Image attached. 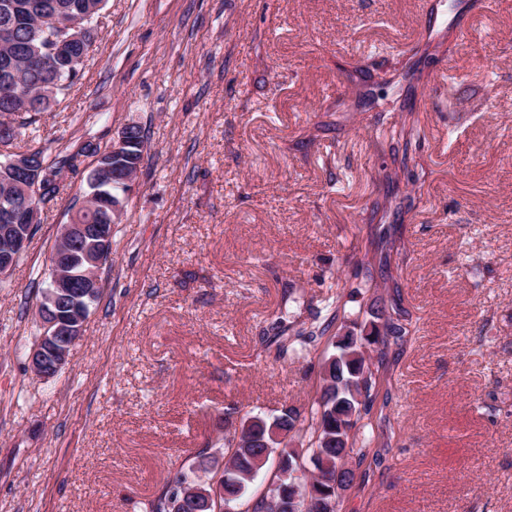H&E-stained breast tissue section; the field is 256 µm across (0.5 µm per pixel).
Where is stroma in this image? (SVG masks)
<instances>
[{
  "label": "stroma",
  "instance_id": "obj_1",
  "mask_svg": "<svg viewBox=\"0 0 512 512\" xmlns=\"http://www.w3.org/2000/svg\"><path fill=\"white\" fill-rule=\"evenodd\" d=\"M107 0L80 79L0 160L46 148L64 166L0 278V512H135L198 452L223 459L224 411L308 410L336 333L378 307L418 328L383 357L339 512H512V6L480 0ZM427 28L446 51L405 79L376 69ZM463 76L435 94L439 72ZM354 69L341 83V69ZM425 95L409 166L387 187L375 122ZM398 108L378 113L364 94ZM148 141L100 295L70 360L29 367L62 224L127 124ZM404 242L406 259L383 239ZM340 284L333 335L295 358L261 345Z\"/></svg>",
  "mask_w": 512,
  "mask_h": 512
}]
</instances>
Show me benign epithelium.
I'll use <instances>...</instances> for the list:
<instances>
[{"instance_id":"1","label":"benign epithelium","mask_w":512,"mask_h":512,"mask_svg":"<svg viewBox=\"0 0 512 512\" xmlns=\"http://www.w3.org/2000/svg\"><path fill=\"white\" fill-rule=\"evenodd\" d=\"M97 8H91L75 16L52 18V27L39 25L32 28L30 37L38 41L53 43L46 57L33 56L30 62L51 71L53 81L47 83L50 89L59 84V77L67 70L75 68L83 57L74 52L76 41H86L92 37V21ZM21 95L14 70L4 67L0 71V101L13 103ZM136 125L125 126L112 140V157L122 155L133 142ZM7 167L11 169L13 179L9 187L12 192L7 201V223L0 226V236L4 245L0 247V276L6 274L15 265L17 258L27 243L33 224L38 219V207L33 190L40 181L39 171L35 170L30 155L19 154L7 158ZM95 170L103 177L122 179L129 188L136 185L132 173L121 167H111L96 159ZM121 210L112 206L110 224H64L58 241L61 245L54 248L50 259L49 278L51 287L39 305V317L45 334L29 354L32 371L44 378L55 377L68 363L70 347L81 335L87 320L88 307L94 296L100 291L98 270L112 248V225L118 223ZM380 339L379 325H368L361 333L350 329L338 336L336 342L349 348L367 352ZM357 413L350 416L336 415L335 433L327 440L336 443L338 448H348V437L356 428ZM270 441L264 442L267 450L276 456V471L270 485L271 496L281 500L284 512H300L315 508L316 512H336L342 492L352 483L354 472L348 466H336L335 480L325 479L312 485L305 481L308 474L302 462L301 451L288 442V438L277 427L269 431ZM295 458L293 463H285L287 454ZM208 504L215 506L217 512H238L233 508L232 496L224 491L220 478H215L212 491L205 493Z\"/></svg>"}]
</instances>
